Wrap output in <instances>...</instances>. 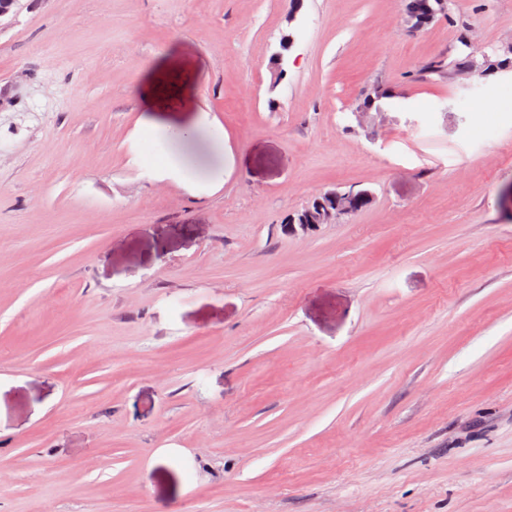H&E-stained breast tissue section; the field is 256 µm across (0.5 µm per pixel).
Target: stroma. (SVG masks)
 <instances>
[{
	"instance_id": "35a3bbf8",
	"label": "stroma",
	"mask_w": 512,
	"mask_h": 512,
	"mask_svg": "<svg viewBox=\"0 0 512 512\" xmlns=\"http://www.w3.org/2000/svg\"><path fill=\"white\" fill-rule=\"evenodd\" d=\"M287 11L0 17V512H512V0ZM364 191H328L320 196L322 199H316L313 206L307 207L298 218V222H295L292 216L288 220V224H291V228L296 230L295 224L302 232L313 231L318 228L321 224H332L336 223V220L344 215L352 214L358 210L354 208L356 199L363 194ZM323 200L326 201L323 202ZM347 203L344 204L343 202Z\"/></svg>"
}]
</instances>
